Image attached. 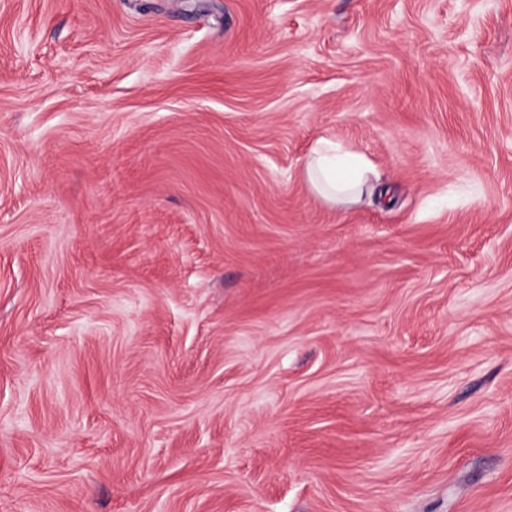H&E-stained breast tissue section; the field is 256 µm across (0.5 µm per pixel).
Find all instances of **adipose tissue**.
<instances>
[{"mask_svg": "<svg viewBox=\"0 0 512 512\" xmlns=\"http://www.w3.org/2000/svg\"><path fill=\"white\" fill-rule=\"evenodd\" d=\"M305 169L311 186L327 201L340 204L359 202L373 172L363 154L326 139L312 148Z\"/></svg>", "mask_w": 512, "mask_h": 512, "instance_id": "1", "label": "adipose tissue"}]
</instances>
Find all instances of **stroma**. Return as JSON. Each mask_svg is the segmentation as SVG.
Instances as JSON below:
<instances>
[{
  "label": "stroma",
  "mask_w": 512,
  "mask_h": 512,
  "mask_svg": "<svg viewBox=\"0 0 512 512\" xmlns=\"http://www.w3.org/2000/svg\"><path fill=\"white\" fill-rule=\"evenodd\" d=\"M0 512H512V0H0ZM305 169L311 186L327 201L340 204L359 202L373 173L363 154L326 139L312 148Z\"/></svg>",
  "instance_id": "stroma-1"
}]
</instances>
